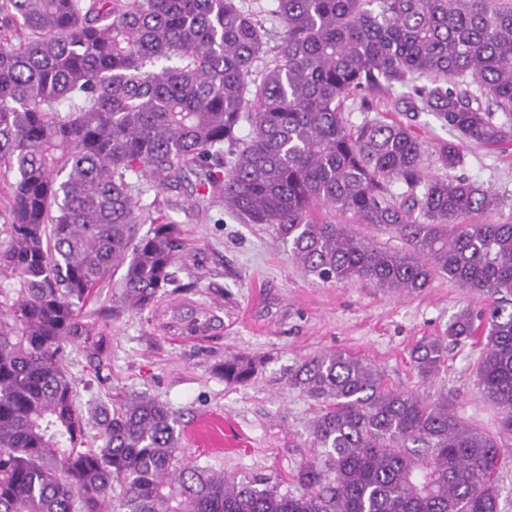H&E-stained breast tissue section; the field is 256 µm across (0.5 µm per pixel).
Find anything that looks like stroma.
Returning <instances> with one entry per match:
<instances>
[{"label":"stroma","mask_w":512,"mask_h":512,"mask_svg":"<svg viewBox=\"0 0 512 512\" xmlns=\"http://www.w3.org/2000/svg\"><path fill=\"white\" fill-rule=\"evenodd\" d=\"M457 173L499 197L487 221L512 224V142L469 145ZM176 219L185 242L176 263L184 290L162 294L151 309L120 319L107 315V289L82 310L110 354L112 378L99 383L91 344L75 347L70 371L80 403L155 396L180 418L182 462L236 477L272 475L282 490L297 495V469L318 458L311 435L316 406L290 386L289 377L321 353L363 358L389 386L425 399L451 390L464 422L500 434V413L476 384L479 339L449 343L431 380L420 381L411 364L418 342L446 335L460 309L489 307L490 296L444 278L410 294L366 280L324 282L301 271L268 225L243 223L220 208L201 221L181 212ZM200 308L211 310L215 321L197 340L179 323ZM228 353L255 360L251 382L225 383L217 366Z\"/></svg>","instance_id":"35a3bbf8"}]
</instances>
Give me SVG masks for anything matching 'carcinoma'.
Returning a JSON list of instances; mask_svg holds the SVG:
<instances>
[{"mask_svg":"<svg viewBox=\"0 0 512 512\" xmlns=\"http://www.w3.org/2000/svg\"><path fill=\"white\" fill-rule=\"evenodd\" d=\"M269 31L244 0H0V512H500L498 439L466 425L453 396L384 384L336 352L289 383L320 406L306 492L265 476L176 465V414L143 394L100 401L86 419L68 345L89 339L79 311L120 274L108 314L152 307L168 288L182 230L152 188L191 189L267 224L323 282L369 280L413 293L446 278L493 298L460 310L448 339L486 329L477 386L512 434V224L480 216L499 199L467 178L469 143L512 141V0H270ZM400 87L454 139L425 164L412 126H348L343 106ZM495 104L500 113L490 109ZM397 236L382 248L314 209ZM149 225L140 233L142 225ZM445 339L411 352L429 380ZM229 384L254 377L224 356Z\"/></svg>","mask_w":512,"mask_h":512,"instance_id":"obj_1","label":"carcinoma"}]
</instances>
